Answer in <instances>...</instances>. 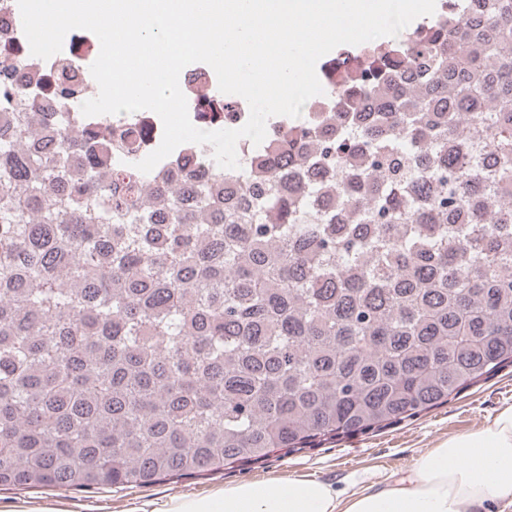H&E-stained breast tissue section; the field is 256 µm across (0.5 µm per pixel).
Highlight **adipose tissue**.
<instances>
[{
  "mask_svg": "<svg viewBox=\"0 0 512 512\" xmlns=\"http://www.w3.org/2000/svg\"><path fill=\"white\" fill-rule=\"evenodd\" d=\"M165 512H512V408L481 433L449 439L377 490L344 496L331 484L296 476L237 483Z\"/></svg>",
  "mask_w": 512,
  "mask_h": 512,
  "instance_id": "ef3b65f1",
  "label": "adipose tissue"
}]
</instances>
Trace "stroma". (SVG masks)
Masks as SVG:
<instances>
[{"label":"stroma","mask_w":512,"mask_h":512,"mask_svg":"<svg viewBox=\"0 0 512 512\" xmlns=\"http://www.w3.org/2000/svg\"><path fill=\"white\" fill-rule=\"evenodd\" d=\"M509 407L512 367L463 391L448 404L378 432L285 456L274 454L233 471L165 480L145 487L0 489V512H134L147 504L159 507L174 499L217 495L224 487L245 480L295 475H306L340 489L355 476L370 485L405 475L431 449L448 438L481 431Z\"/></svg>","instance_id":"stroma-1"}]
</instances>
